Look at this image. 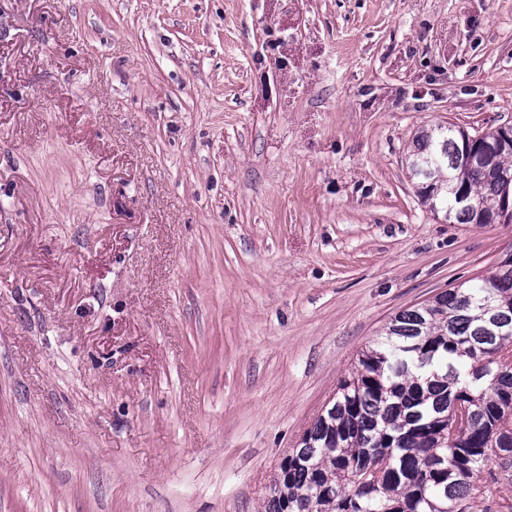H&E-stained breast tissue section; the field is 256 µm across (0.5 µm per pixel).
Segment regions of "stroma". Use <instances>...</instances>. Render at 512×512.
<instances>
[{
  "instance_id": "obj_1",
  "label": "stroma",
  "mask_w": 512,
  "mask_h": 512,
  "mask_svg": "<svg viewBox=\"0 0 512 512\" xmlns=\"http://www.w3.org/2000/svg\"><path fill=\"white\" fill-rule=\"evenodd\" d=\"M512 120V0H0V512H266L398 312L488 274L415 134Z\"/></svg>"
}]
</instances>
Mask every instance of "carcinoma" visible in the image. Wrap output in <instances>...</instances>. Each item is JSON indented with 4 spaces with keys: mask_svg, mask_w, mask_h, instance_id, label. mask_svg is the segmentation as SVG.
<instances>
[{
    "mask_svg": "<svg viewBox=\"0 0 512 512\" xmlns=\"http://www.w3.org/2000/svg\"><path fill=\"white\" fill-rule=\"evenodd\" d=\"M426 205L486 226L512 204V144L470 162L460 130L421 132L409 159ZM468 195L474 208L457 204ZM466 429L456 428L459 413ZM512 259L397 313L282 460L267 512H474L492 464L512 497Z\"/></svg>",
    "mask_w": 512,
    "mask_h": 512,
    "instance_id": "1",
    "label": "carcinoma"
}]
</instances>
